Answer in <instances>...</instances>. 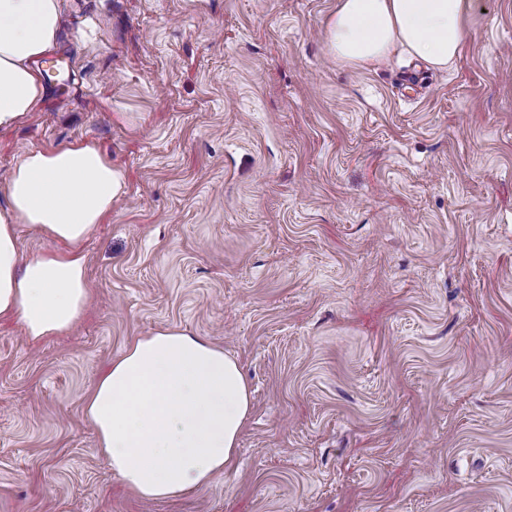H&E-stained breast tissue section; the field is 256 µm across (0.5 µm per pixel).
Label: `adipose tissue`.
<instances>
[{"instance_id":"adipose-tissue-1","label":"adipose tissue","mask_w":512,"mask_h":512,"mask_svg":"<svg viewBox=\"0 0 512 512\" xmlns=\"http://www.w3.org/2000/svg\"><path fill=\"white\" fill-rule=\"evenodd\" d=\"M473 0H339L327 28L337 61L369 66L393 48L445 69L467 38ZM58 0H0V127L34 111L45 94L39 61L57 45ZM122 170L94 142L27 153L12 170L0 207V320L34 342L73 328L90 287L82 250L124 195ZM27 225L56 243L20 254ZM250 411L237 362L178 329L135 339L97 380L85 403L113 473L142 501L206 485L234 460Z\"/></svg>"}]
</instances>
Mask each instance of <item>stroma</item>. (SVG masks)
<instances>
[{"mask_svg":"<svg viewBox=\"0 0 512 512\" xmlns=\"http://www.w3.org/2000/svg\"><path fill=\"white\" fill-rule=\"evenodd\" d=\"M337 5L61 0L0 206L76 140L126 192L77 327L0 321V512H512V0H473L445 70L337 62ZM167 328L234 358L251 408L230 468L148 504L84 402Z\"/></svg>","mask_w":512,"mask_h":512,"instance_id":"35a3bbf8","label":"stroma"}]
</instances>
